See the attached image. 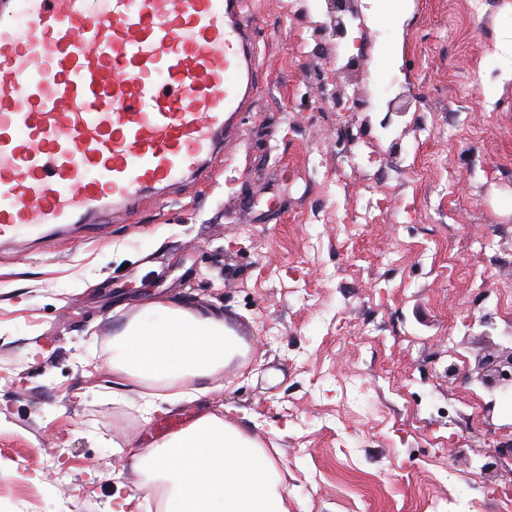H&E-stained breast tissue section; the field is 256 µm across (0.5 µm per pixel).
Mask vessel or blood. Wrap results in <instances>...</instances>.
I'll use <instances>...</instances> for the list:
<instances>
[{
    "mask_svg": "<svg viewBox=\"0 0 512 512\" xmlns=\"http://www.w3.org/2000/svg\"><path fill=\"white\" fill-rule=\"evenodd\" d=\"M243 0H5L0 238L199 175L259 94Z\"/></svg>",
    "mask_w": 512,
    "mask_h": 512,
    "instance_id": "1",
    "label": "vessel or blood"
}]
</instances>
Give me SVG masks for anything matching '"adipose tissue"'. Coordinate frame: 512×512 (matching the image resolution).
<instances>
[{"mask_svg":"<svg viewBox=\"0 0 512 512\" xmlns=\"http://www.w3.org/2000/svg\"><path fill=\"white\" fill-rule=\"evenodd\" d=\"M248 351L220 311L151 300L112 332V382L139 389V409L151 413L209 396L212 380ZM129 463L174 512H289L276 455L220 405L132 449Z\"/></svg>","mask_w":512,"mask_h":512,"instance_id":"ef3b65f1","label":"adipose tissue"}]
</instances>
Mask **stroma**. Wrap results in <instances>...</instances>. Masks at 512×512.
<instances>
[{
    "instance_id": "1",
    "label": "stroma",
    "mask_w": 512,
    "mask_h": 512,
    "mask_svg": "<svg viewBox=\"0 0 512 512\" xmlns=\"http://www.w3.org/2000/svg\"><path fill=\"white\" fill-rule=\"evenodd\" d=\"M327 3L248 0L260 94L205 176L0 247V512H112L119 446L211 402L279 449L290 512H506L512 396L481 409L448 344L477 354L485 289L512 332V0H349L342 38ZM160 296L250 352L147 421L112 328Z\"/></svg>"
}]
</instances>
